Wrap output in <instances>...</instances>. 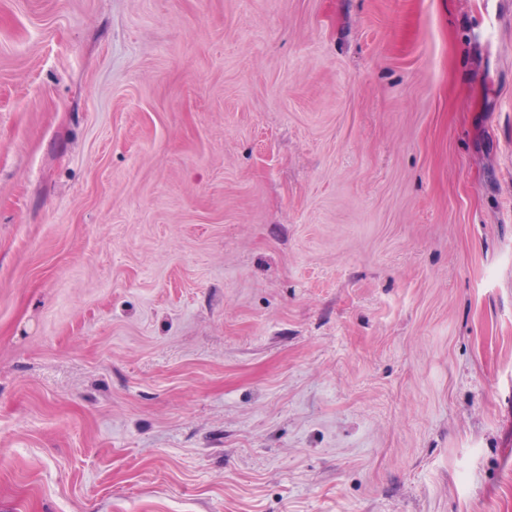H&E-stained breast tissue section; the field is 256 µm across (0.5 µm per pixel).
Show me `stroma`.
Listing matches in <instances>:
<instances>
[{
	"mask_svg": "<svg viewBox=\"0 0 512 512\" xmlns=\"http://www.w3.org/2000/svg\"><path fill=\"white\" fill-rule=\"evenodd\" d=\"M0 512H512V0H0Z\"/></svg>",
	"mask_w": 512,
	"mask_h": 512,
	"instance_id": "35a3bbf8",
	"label": "stroma"
}]
</instances>
